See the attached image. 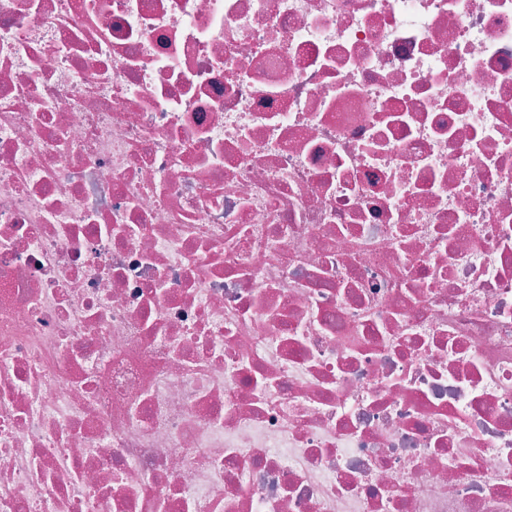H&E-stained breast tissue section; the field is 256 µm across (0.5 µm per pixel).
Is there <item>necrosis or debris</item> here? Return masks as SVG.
<instances>
[{"label": "necrosis or debris", "mask_w": 512, "mask_h": 512, "mask_svg": "<svg viewBox=\"0 0 512 512\" xmlns=\"http://www.w3.org/2000/svg\"><path fill=\"white\" fill-rule=\"evenodd\" d=\"M0 512H512V0H0Z\"/></svg>", "instance_id": "1"}]
</instances>
